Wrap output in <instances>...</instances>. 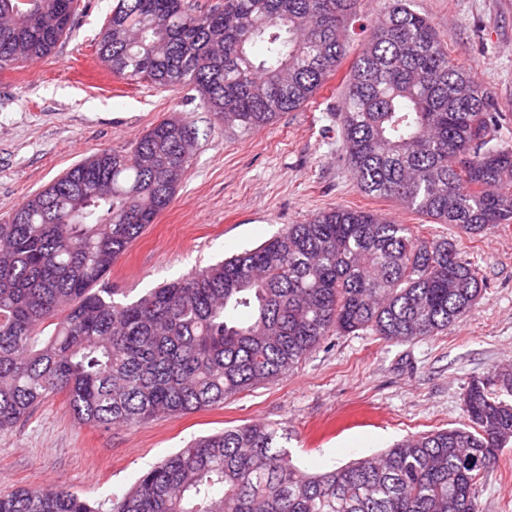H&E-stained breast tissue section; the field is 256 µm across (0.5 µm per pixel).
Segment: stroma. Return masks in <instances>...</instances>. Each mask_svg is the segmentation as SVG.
Here are the masks:
<instances>
[{
  "label": "stroma",
  "instance_id": "35a3bbf8",
  "mask_svg": "<svg viewBox=\"0 0 512 512\" xmlns=\"http://www.w3.org/2000/svg\"><path fill=\"white\" fill-rule=\"evenodd\" d=\"M117 0H79L73 26L48 56L0 73V224L89 156L130 151L164 118L194 134L191 162L169 207L112 268L130 297L255 248L287 225L336 207L371 211L426 239H454L487 287L442 334L392 342L361 331L327 337L280 379L215 409L141 426L78 424L62 398L0 433V489L52 484L104 504L195 438L265 423L308 472L341 467L404 438L464 423L469 381L512 362V224L471 238L431 224L396 200L357 191L342 159L336 115L343 77L316 102L258 131L225 130L187 87L126 81L96 57ZM441 35L451 62L512 113V0H411ZM480 512H512V448L478 486Z\"/></svg>",
  "mask_w": 512,
  "mask_h": 512
}]
</instances>
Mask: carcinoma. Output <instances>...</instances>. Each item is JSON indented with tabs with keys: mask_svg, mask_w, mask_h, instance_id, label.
<instances>
[{
	"mask_svg": "<svg viewBox=\"0 0 512 512\" xmlns=\"http://www.w3.org/2000/svg\"><path fill=\"white\" fill-rule=\"evenodd\" d=\"M75 0H0V73L49 55ZM365 0H117L97 43L114 75L190 86L241 133L315 102L368 32L345 82L342 158L357 189L435 224L480 235L512 224V144L469 69L448 60L410 0L362 23ZM262 45L263 53L253 54ZM176 117L129 153L69 169L0 224V432L61 395L92 428L218 407L293 370L328 336H436L481 296L479 268L449 240L352 208L290 224L257 248L135 300L112 265L168 208L190 162ZM467 423L409 437L318 473L296 466L279 429L203 436L143 472L108 512H479L476 488L512 446V366L472 379ZM0 512H99L60 488L0 491Z\"/></svg>",
	"mask_w": 512,
	"mask_h": 512,
	"instance_id": "obj_1",
	"label": "carcinoma"
}]
</instances>
